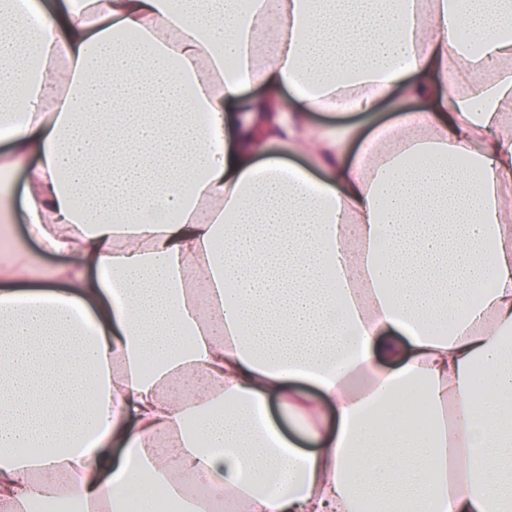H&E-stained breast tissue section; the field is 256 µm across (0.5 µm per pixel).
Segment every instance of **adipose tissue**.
Listing matches in <instances>:
<instances>
[{
	"mask_svg": "<svg viewBox=\"0 0 512 512\" xmlns=\"http://www.w3.org/2000/svg\"><path fill=\"white\" fill-rule=\"evenodd\" d=\"M0 132V512H512V0H0ZM402 114L403 113L401 112L393 111L388 107L386 103H382L378 110L369 118L356 115H348L342 118H336L335 115L313 113L312 120L314 123L318 124L346 121L356 123L360 126L362 138L351 146L348 155V160L352 161L361 151L366 141L376 139L375 145H379L389 139L394 125L400 120ZM24 174L21 171H17L15 173V195H14V208L18 215V220L14 227V236L15 240L18 242L24 243L26 248L30 251L36 252L38 250V246L35 242L29 240L25 234V224H22L20 217L22 214V196L24 191ZM189 490L207 498L211 504V512H222L224 492L211 487L206 482L195 476L188 477Z\"/></svg>",
	"mask_w": 512,
	"mask_h": 512,
	"instance_id": "adipose-tissue-1",
	"label": "adipose tissue"
}]
</instances>
